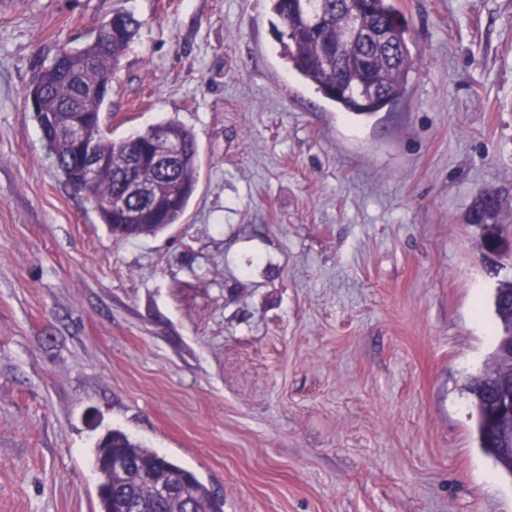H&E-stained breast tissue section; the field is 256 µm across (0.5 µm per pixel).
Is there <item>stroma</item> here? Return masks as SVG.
<instances>
[{
	"label": "stroma",
	"instance_id": "35a3bbf8",
	"mask_svg": "<svg viewBox=\"0 0 512 512\" xmlns=\"http://www.w3.org/2000/svg\"><path fill=\"white\" fill-rule=\"evenodd\" d=\"M404 95L339 111L281 55L270 0H0V512H98L119 429L224 512H512L471 375L512 257V0H394ZM113 138L196 137L181 223L116 238L57 172L22 91L114 11ZM499 211V199L488 194L478 196L472 205V223L484 226L486 247L494 243L499 248L505 241L502 224H499Z\"/></svg>",
	"mask_w": 512,
	"mask_h": 512
}]
</instances>
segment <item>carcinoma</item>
<instances>
[{
    "instance_id": "1",
    "label": "carcinoma",
    "mask_w": 512,
    "mask_h": 512,
    "mask_svg": "<svg viewBox=\"0 0 512 512\" xmlns=\"http://www.w3.org/2000/svg\"><path fill=\"white\" fill-rule=\"evenodd\" d=\"M272 11L281 21L279 32L283 57L302 79L323 96L336 103L342 112L371 114L380 112L401 97L412 67L409 41L410 31L405 24H391L397 13L391 0H342L344 8H336V0H325L322 35L307 30L301 13L290 0H271ZM356 13L363 28L389 26V46L365 43L355 39L343 48L346 56L359 52L377 56L373 78L380 89L377 97L364 101L357 91L361 77L352 70L336 65V59L326 55L322 40L336 42L344 38L345 26L351 13ZM139 28L138 20L130 13H113L112 30L103 23L95 36L79 48L60 49L52 62L40 67L27 85L24 96L38 102L37 120L41 113H52L59 125H65L82 112L89 138L96 142L100 155L108 164L86 180V171L75 149L64 139L43 136L48 153L65 182L76 192L86 190L96 200L95 210L102 223L112 233L121 232L129 238L156 235L173 224L180 223L189 200L197 189L199 179V150L194 134L176 121L158 124L167 136L181 144L184 160L171 171L155 168L144 172L145 180L157 184L174 195L171 204L160 211H146L136 203H129L128 211L138 213L133 219L108 207L123 194L124 179L129 164L149 142L139 133L114 140L107 130L102 112L110 96L99 95L95 88L110 77L120 58ZM500 202L495 196H478L471 208L473 223L484 226L485 245H500L505 241L499 224ZM495 314L502 325L500 338L512 330V280L501 283L494 296ZM468 391L476 418L477 443L503 470L512 475V407L504 400L512 396V387L495 372L485 370L470 378ZM121 454L134 465L122 475L111 466L112 455ZM95 469L100 477L99 512H113L117 493L130 490L136 493L137 506L146 512H224V499L184 467L130 439L121 430L108 432L99 442L95 455ZM147 471L161 477L172 475L184 478L185 498L157 502L146 485L138 484L140 472Z\"/></svg>"
}]
</instances>
